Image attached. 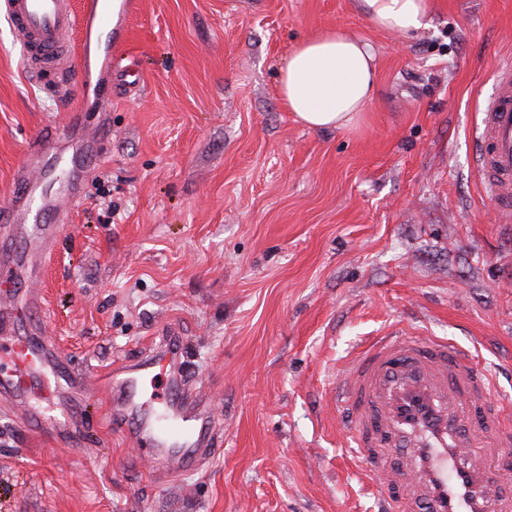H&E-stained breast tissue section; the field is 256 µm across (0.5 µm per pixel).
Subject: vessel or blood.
<instances>
[{
	"label": "vessel or blood",
	"instance_id": "vessel-or-blood-1",
	"mask_svg": "<svg viewBox=\"0 0 512 512\" xmlns=\"http://www.w3.org/2000/svg\"><path fill=\"white\" fill-rule=\"evenodd\" d=\"M123 0H83L74 13L70 0H0V15L27 52L49 53L80 32L81 64L73 83L89 89L92 39L109 35L114 13L128 15ZM497 92L482 109L476 159L484 186L498 212L512 211V62L500 63ZM83 107L70 111V129L80 131L79 153L62 165L54 132L31 149L36 175L18 172L14 208L0 227V267L27 268L28 243L50 252L59 225L43 220L61 199L79 194L81 158L95 140L83 133ZM41 296L0 290V402L18 408L24 424L45 435L79 438V404L85 378L71 369L53 340L24 328L40 309ZM180 332L136 361L109 369L96 389L104 394L111 425L136 448L177 468L195 465L211 451L213 415L200 387L178 368ZM163 394H155L158 379ZM492 378L473 357L440 339L392 331L364 347L339 382L337 406L344 413L346 449L358 458L374 483L379 512H512V496L497 494L488 465L500 449L512 447V430L490 404ZM402 448L404 464L388 457Z\"/></svg>",
	"mask_w": 512,
	"mask_h": 512
}]
</instances>
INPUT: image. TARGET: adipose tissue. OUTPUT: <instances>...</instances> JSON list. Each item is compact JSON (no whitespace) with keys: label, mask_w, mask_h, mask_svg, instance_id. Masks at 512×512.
Instances as JSON below:
<instances>
[{"label":"adipose tissue","mask_w":512,"mask_h":512,"mask_svg":"<svg viewBox=\"0 0 512 512\" xmlns=\"http://www.w3.org/2000/svg\"><path fill=\"white\" fill-rule=\"evenodd\" d=\"M376 28L409 35L429 25L432 0H358ZM371 46L335 28L303 38L279 74V95L288 111L314 130L347 129L376 91Z\"/></svg>","instance_id":"obj_1"}]
</instances>
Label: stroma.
Listing matches in <instances>:
<instances>
[{"label":"stroma","instance_id":"obj_1","mask_svg":"<svg viewBox=\"0 0 512 512\" xmlns=\"http://www.w3.org/2000/svg\"><path fill=\"white\" fill-rule=\"evenodd\" d=\"M330 27L372 44L377 90L356 127L312 130L278 73ZM127 28L115 64L93 51L98 156L47 218L42 331L93 384L179 326L214 451L162 479L102 396L75 446L0 405V512H376L335 397L345 360L392 323L471 352L512 414V223L472 141L512 58V0H435L412 36L355 0H135ZM65 77H28L0 17V206L44 129L75 149Z\"/></svg>","mask_w":512,"mask_h":512}]
</instances>
